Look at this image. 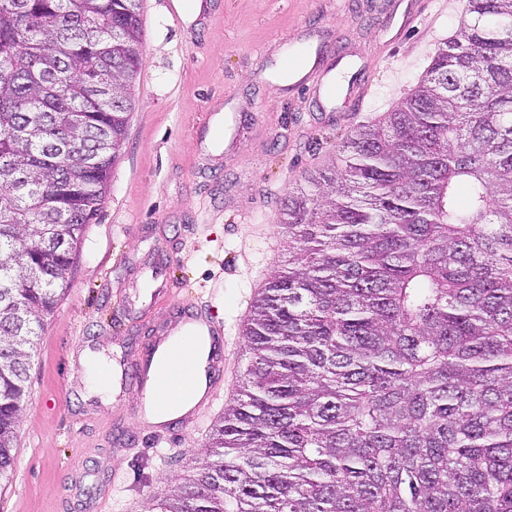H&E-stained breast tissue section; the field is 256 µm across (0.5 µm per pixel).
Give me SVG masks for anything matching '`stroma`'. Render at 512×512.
<instances>
[{"label": "stroma", "mask_w": 512, "mask_h": 512, "mask_svg": "<svg viewBox=\"0 0 512 512\" xmlns=\"http://www.w3.org/2000/svg\"><path fill=\"white\" fill-rule=\"evenodd\" d=\"M409 1L212 0L189 37L177 0H142L128 139L106 203L84 229L71 287L31 353L0 512H59L67 493L72 512H86L96 481L113 474L109 512H144L153 492L189 474L208 430L160 446L143 434L114 450L105 439L114 423L136 421L139 397L130 391L101 406L87 395L78 355L90 347L129 359L149 325L128 310L162 317L182 298L211 299L224 321V398L232 400L245 363L243 321L292 252L279 223L283 199L358 125L392 111L467 15L468 0H413L418 13L404 29ZM321 41L346 53L345 79L379 64L378 94L359 111L343 96L309 99L283 78L290 53ZM221 110L242 116L232 155L200 131L205 112ZM156 269L169 293H153Z\"/></svg>", "instance_id": "obj_1"}]
</instances>
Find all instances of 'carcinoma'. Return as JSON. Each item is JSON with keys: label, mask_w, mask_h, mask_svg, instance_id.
<instances>
[{"label": "carcinoma", "mask_w": 512, "mask_h": 512, "mask_svg": "<svg viewBox=\"0 0 512 512\" xmlns=\"http://www.w3.org/2000/svg\"><path fill=\"white\" fill-rule=\"evenodd\" d=\"M143 36L141 0H0V482ZM304 181L209 458L155 512H512V0H469L419 85Z\"/></svg>", "instance_id": "carcinoma-1"}]
</instances>
